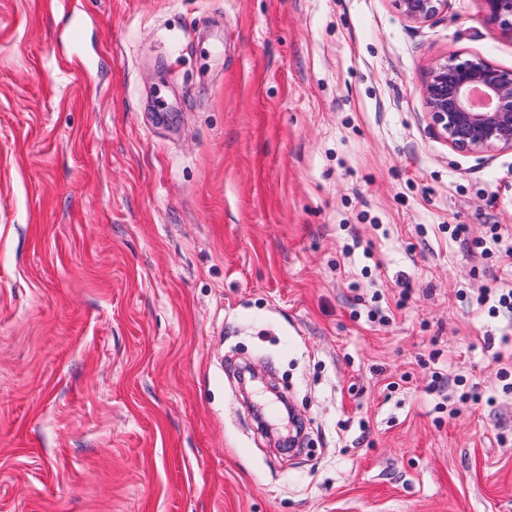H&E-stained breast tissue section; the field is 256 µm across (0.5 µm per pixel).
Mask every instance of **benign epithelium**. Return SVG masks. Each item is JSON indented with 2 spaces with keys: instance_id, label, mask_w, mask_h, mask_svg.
Masks as SVG:
<instances>
[{
  "instance_id": "benign-epithelium-1",
  "label": "benign epithelium",
  "mask_w": 512,
  "mask_h": 512,
  "mask_svg": "<svg viewBox=\"0 0 512 512\" xmlns=\"http://www.w3.org/2000/svg\"><path fill=\"white\" fill-rule=\"evenodd\" d=\"M401 16L425 24L448 0H394ZM488 19L512 34V0H482ZM431 127L453 149L476 156L512 151V70L472 55L437 62L425 88Z\"/></svg>"
}]
</instances>
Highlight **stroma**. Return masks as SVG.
I'll use <instances>...</instances> for the list:
<instances>
[{
  "mask_svg": "<svg viewBox=\"0 0 512 512\" xmlns=\"http://www.w3.org/2000/svg\"><path fill=\"white\" fill-rule=\"evenodd\" d=\"M452 54L512 35L482 0H0V512H512L477 302L512 151L432 131ZM449 0H394L401 16L412 23H428L448 11Z\"/></svg>",
  "mask_w": 512,
  "mask_h": 512,
  "instance_id": "stroma-1",
  "label": "stroma"
}]
</instances>
